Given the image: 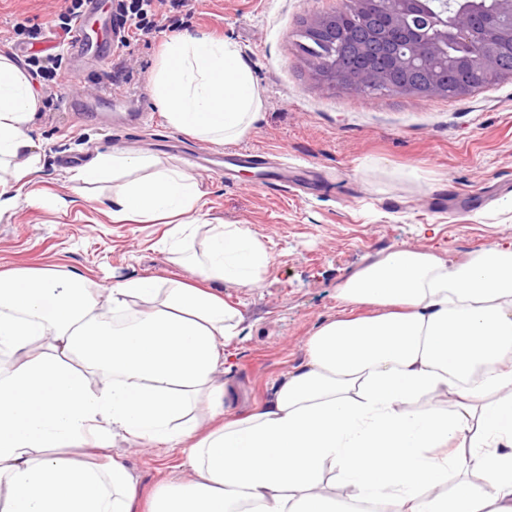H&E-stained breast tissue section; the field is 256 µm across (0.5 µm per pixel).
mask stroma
I'll return each mask as SVG.
<instances>
[{
	"mask_svg": "<svg viewBox=\"0 0 512 512\" xmlns=\"http://www.w3.org/2000/svg\"><path fill=\"white\" fill-rule=\"evenodd\" d=\"M338 0H201L194 18L165 11L163 32L129 38L110 59L88 65L57 54L55 24L63 0H0V53L26 65L30 55H59L71 86L95 95L104 73L122 70L111 103L97 109L139 112V124L75 121L52 81L32 79L40 102L29 136L42 169L28 198L0 222V269L58 265L105 288L128 277L163 284L196 281L164 242L169 225L116 222L111 183L74 192L72 168L125 149L160 167L192 171L198 154L217 147L169 126L152 95V77L170 39L206 30L235 42L262 97V117L236 141L241 150L287 165L288 182H262L255 170L233 180L199 174L197 224H242L267 247L271 263L256 288L213 283L242 314L241 332L225 346L219 378L224 410L263 403L306 358L305 342L338 310L336 288L360 267L398 247L430 248L461 259L512 239V81L454 100L333 92L320 87L295 34L303 21ZM147 497L190 474L180 450L116 440L113 449Z\"/></svg>",
	"mask_w": 512,
	"mask_h": 512,
	"instance_id": "stroma-1",
	"label": "stroma"
}]
</instances>
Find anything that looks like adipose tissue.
<instances>
[{
    "label": "adipose tissue",
    "mask_w": 512,
    "mask_h": 512,
    "mask_svg": "<svg viewBox=\"0 0 512 512\" xmlns=\"http://www.w3.org/2000/svg\"><path fill=\"white\" fill-rule=\"evenodd\" d=\"M152 87L172 127L216 144L244 137L262 106L237 45L204 31L166 43ZM37 108L30 77L0 55V220L41 170L27 134ZM154 164L100 154L70 180L145 169L115 191L113 220L194 212L195 176ZM197 230L169 232L196 286L132 277L94 290L59 267L0 270V512H141L135 476L110 453L119 438L185 447L189 479L142 512H512V241L448 262L400 247L358 269L305 361L261 406L228 415L216 375L241 314L210 284L255 287L271 256L240 224L189 253ZM365 305L373 315H352ZM448 396L452 409L436 406ZM85 446L97 462L68 460Z\"/></svg>",
    "instance_id": "ef3b65f1"
}]
</instances>
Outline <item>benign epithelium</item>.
Here are the masks:
<instances>
[{
  "label": "benign epithelium",
  "mask_w": 512,
  "mask_h": 512,
  "mask_svg": "<svg viewBox=\"0 0 512 512\" xmlns=\"http://www.w3.org/2000/svg\"><path fill=\"white\" fill-rule=\"evenodd\" d=\"M361 0H340L331 12L312 16L300 35L320 49L303 58L318 85L332 91L420 98H459L472 93L464 82L448 84V18L453 34L469 46L468 69L487 83L512 80V67L502 56L512 54V0H442L432 17L439 39L427 43L413 17L422 0H373L369 14Z\"/></svg>",
  "instance_id": "obj_1"
}]
</instances>
